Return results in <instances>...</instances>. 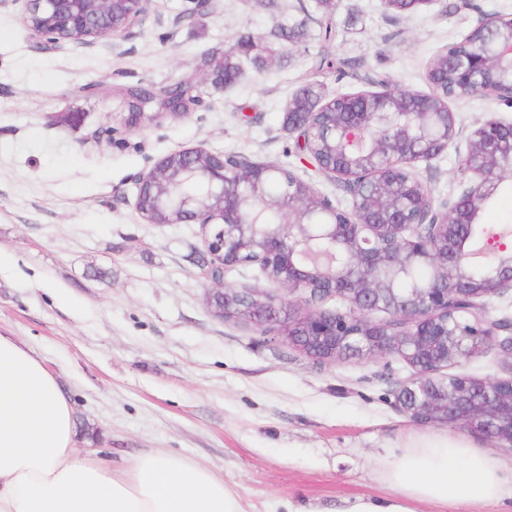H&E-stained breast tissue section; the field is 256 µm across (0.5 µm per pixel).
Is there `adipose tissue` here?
Instances as JSON below:
<instances>
[{"label": "adipose tissue", "instance_id": "adipose-tissue-1", "mask_svg": "<svg viewBox=\"0 0 512 512\" xmlns=\"http://www.w3.org/2000/svg\"><path fill=\"white\" fill-rule=\"evenodd\" d=\"M385 479L388 499L357 498L337 512H438L512 503V470L463 437L410 434ZM0 512H243L210 467L161 450L115 468L77 448L58 379L22 339L0 334Z\"/></svg>", "mask_w": 512, "mask_h": 512}]
</instances>
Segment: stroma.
I'll use <instances>...</instances> for the list:
<instances>
[{
    "label": "stroma",
    "instance_id": "35a3bbf8",
    "mask_svg": "<svg viewBox=\"0 0 512 512\" xmlns=\"http://www.w3.org/2000/svg\"><path fill=\"white\" fill-rule=\"evenodd\" d=\"M0 5V333L26 340L74 409L78 445L113 462L161 449L213 468L245 512L289 506L331 512L384 498L382 477L413 432L442 433L401 413L393 392L411 378L400 358L320 364L243 322L215 317L199 274L200 228L144 221L136 183L185 148L286 167L336 201L286 131L287 105L316 78L325 93L378 76L428 91L436 53L512 0H432L404 14L382 0H336L339 36L322 46L314 0H156L146 22L92 47H47ZM304 24L284 56L242 61L234 85L217 68L245 29L272 37ZM357 70L319 65L321 55ZM197 85L188 113L125 123L129 93ZM471 132L512 109L473 94L450 104ZM451 150L416 173L436 200L457 192Z\"/></svg>",
    "mask_w": 512,
    "mask_h": 512
}]
</instances>
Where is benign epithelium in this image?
I'll list each match as a JSON object with an SVG mask.
<instances>
[{
    "mask_svg": "<svg viewBox=\"0 0 512 512\" xmlns=\"http://www.w3.org/2000/svg\"><path fill=\"white\" fill-rule=\"evenodd\" d=\"M24 19L44 43L94 46L143 22L155 0H23ZM476 46L454 61L451 101L478 93L512 107V16L490 15L471 31ZM404 104L405 121L387 139L384 151L355 157L361 131L392 115L394 102L381 91L346 94L366 101L352 120L306 123L296 127L297 141L308 136L321 146L314 166L329 181L343 184L350 206L344 210L326 195L319 203L294 196L288 223L254 224L251 212L230 208L227 196L238 190L241 168L268 178L272 169L240 156L188 148L158 160L137 184L135 209L151 222V210L173 207L182 224L202 228V245L214 269L226 273L256 265L267 280L296 296L293 301L252 289L212 285L207 305L214 316L243 317L272 332L307 357L331 363L340 359L374 360L397 356L413 376L396 387V406L413 421L444 425L512 447V336L500 332L511 322L489 316V301L512 292V244L498 241L482 249L485 275L470 277L475 252L467 247L479 206L496 185L505 145H512V119L485 121L466 138L465 178L457 196L436 203L414 173L448 148H459L461 132L450 106L443 112L424 107L421 98ZM193 173L208 161L203 202L171 204L160 194L171 159ZM433 272L427 282L396 288L411 270ZM333 301L334 309L324 308ZM386 318L376 317L378 313ZM497 352L508 376L476 378L441 375L473 357Z\"/></svg>",
    "mask_w": 512,
    "mask_h": 512,
    "instance_id": "benign-epithelium-1",
    "label": "benign epithelium"
}]
</instances>
